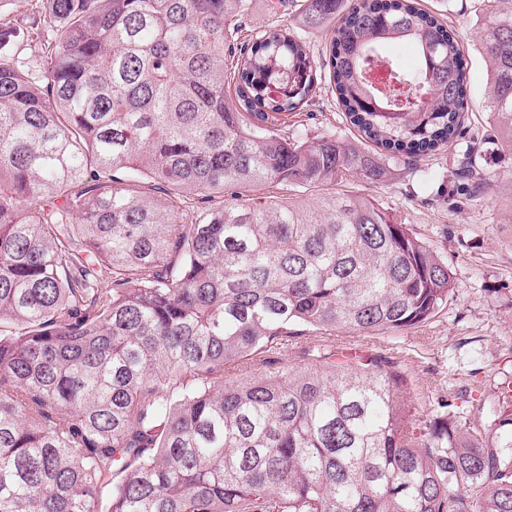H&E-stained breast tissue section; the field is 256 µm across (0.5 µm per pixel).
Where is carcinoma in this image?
I'll return each instance as SVG.
<instances>
[{
	"mask_svg": "<svg viewBox=\"0 0 512 512\" xmlns=\"http://www.w3.org/2000/svg\"><path fill=\"white\" fill-rule=\"evenodd\" d=\"M35 0L43 63L0 23V512H512V395L414 431L408 377L329 355L224 381L305 332L382 334L448 305V265L371 183L459 135L467 60L419 0ZM329 81L357 142L288 135ZM409 40L401 70L385 45ZM512 152V10L488 20ZM481 151L462 174L487 182ZM300 187L314 200L255 188ZM252 0V8L242 20L243 33L251 34L268 27L284 25L293 19V7L289 0ZM275 4V9L272 5Z\"/></svg>",
	"mask_w": 512,
	"mask_h": 512,
	"instance_id": "1",
	"label": "carcinoma"
}]
</instances>
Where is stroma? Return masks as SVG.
Here are the masks:
<instances>
[{
	"label": "stroma",
	"mask_w": 512,
	"mask_h": 512,
	"mask_svg": "<svg viewBox=\"0 0 512 512\" xmlns=\"http://www.w3.org/2000/svg\"><path fill=\"white\" fill-rule=\"evenodd\" d=\"M424 9L444 14L468 60L470 103L460 141L427 160L395 162L385 182L358 176L346 179L349 190L378 201L395 222L408 228L447 263L454 294L447 307L423 326L381 335L311 333L252 366L259 374L282 363L297 364L305 349L340 355L381 353L398 361L413 394L414 419L454 410L474 424L486 422L501 392L512 387V152H484L490 181L473 191L456 179L467 140L491 135L487 108V63L478 50L484 18L512 9V0H420ZM40 14L30 0L0 8V22L24 34L22 56L39 60L42 51L32 34ZM293 19L289 0H252L242 21L244 33L284 25ZM309 135L333 130L348 135L326 85H318L300 117Z\"/></svg>",
	"instance_id": "35a3bbf8"
}]
</instances>
